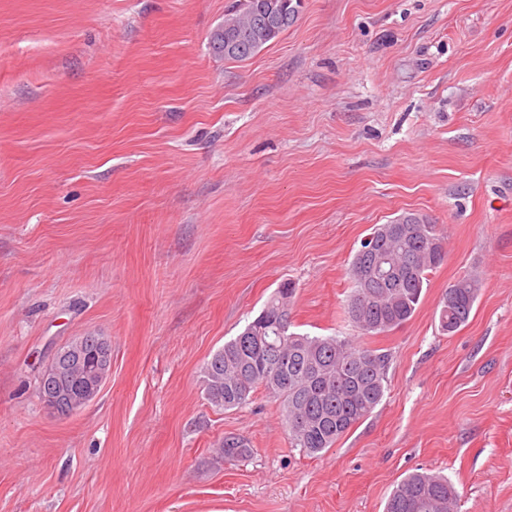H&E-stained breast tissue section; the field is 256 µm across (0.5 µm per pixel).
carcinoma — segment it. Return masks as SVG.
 I'll list each match as a JSON object with an SVG mask.
<instances>
[{
  "instance_id": "cac0c4a2",
  "label": "carcinoma",
  "mask_w": 512,
  "mask_h": 512,
  "mask_svg": "<svg viewBox=\"0 0 512 512\" xmlns=\"http://www.w3.org/2000/svg\"><path fill=\"white\" fill-rule=\"evenodd\" d=\"M299 0H239L224 15L210 38L214 53L244 61L291 27ZM394 223L414 225L411 234H393L379 224L368 251L358 250L349 270L353 291L348 301L351 322L364 335L389 332L411 320L428 274L447 253L437 225L405 213ZM380 257L392 273L373 279L366 271ZM294 288L285 283L264 310L235 338L224 343L204 365L207 399L217 407H241L259 386L281 400L292 443L310 455L332 448L380 403L387 385L389 355L347 338L308 336L284 330L274 334L281 309ZM480 293V281L463 277L448 286L441 299L439 326L454 333L465 325ZM224 461L251 455L240 438L224 436ZM458 493L448 478L412 473L390 493L384 512H458Z\"/></svg>"
}]
</instances>
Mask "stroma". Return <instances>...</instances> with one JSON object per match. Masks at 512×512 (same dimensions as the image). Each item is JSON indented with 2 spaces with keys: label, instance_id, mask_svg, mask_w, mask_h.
Wrapping results in <instances>:
<instances>
[{
  "label": "stroma",
  "instance_id": "1",
  "mask_svg": "<svg viewBox=\"0 0 512 512\" xmlns=\"http://www.w3.org/2000/svg\"><path fill=\"white\" fill-rule=\"evenodd\" d=\"M236 3L0 0V512H383L417 470L459 512H512V0H303L241 62L209 47ZM404 213L447 256L366 336L350 264ZM287 282L292 332L390 358L317 456L264 388L206 396L205 362ZM89 333L112 373L63 417L39 378ZM228 434L251 456L219 458ZM480 293V281L463 277L448 286L441 299L439 326L442 332L454 333L465 325Z\"/></svg>",
  "mask_w": 512,
  "mask_h": 512
}]
</instances>
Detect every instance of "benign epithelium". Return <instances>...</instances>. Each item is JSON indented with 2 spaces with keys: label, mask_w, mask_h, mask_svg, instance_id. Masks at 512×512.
I'll use <instances>...</instances> for the list:
<instances>
[{
  "label": "benign epithelium",
  "mask_w": 512,
  "mask_h": 512,
  "mask_svg": "<svg viewBox=\"0 0 512 512\" xmlns=\"http://www.w3.org/2000/svg\"><path fill=\"white\" fill-rule=\"evenodd\" d=\"M63 365L82 371V383L73 385L62 382L60 372ZM111 370L112 347L103 337L88 341L87 349L81 353L71 355L60 348L54 352L42 372L41 401L59 415L74 414L97 396Z\"/></svg>",
  "instance_id": "benign-epithelium-1"
}]
</instances>
